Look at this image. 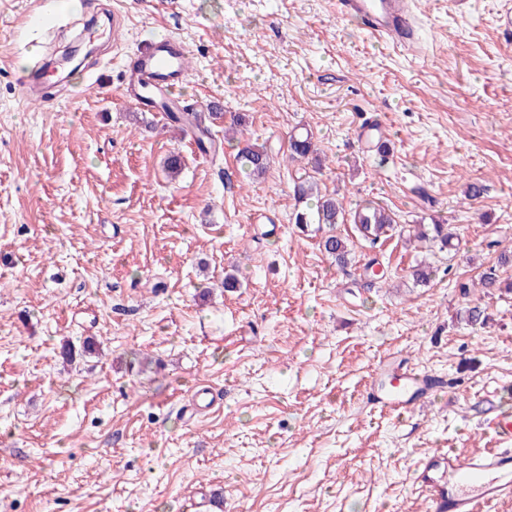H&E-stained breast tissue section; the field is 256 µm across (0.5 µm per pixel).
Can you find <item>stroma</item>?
I'll return each instance as SVG.
<instances>
[{"mask_svg":"<svg viewBox=\"0 0 512 512\" xmlns=\"http://www.w3.org/2000/svg\"><path fill=\"white\" fill-rule=\"evenodd\" d=\"M418 3L399 53L336 0H0V512H431L426 453L497 447L512 293L457 283L512 250V31L503 0ZM116 6L120 39L45 79L55 107L20 100L21 77ZM166 32L190 51L185 94L224 113L219 156L122 94L126 53ZM374 120L383 153L361 135ZM303 133L317 160L290 159ZM253 143L273 157L259 178L237 157ZM307 178L454 237L373 246L340 224L336 266L292 222ZM472 301L484 328L461 320ZM87 337L96 351L63 365ZM400 364L443 392L372 409L368 383Z\"/></svg>","mask_w":512,"mask_h":512,"instance_id":"1","label":"stroma"}]
</instances>
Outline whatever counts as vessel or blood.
Masks as SVG:
<instances>
[{
    "instance_id": "vessel-or-blood-1",
    "label": "vessel or blood",
    "mask_w": 512,
    "mask_h": 512,
    "mask_svg": "<svg viewBox=\"0 0 512 512\" xmlns=\"http://www.w3.org/2000/svg\"><path fill=\"white\" fill-rule=\"evenodd\" d=\"M342 18L358 19L364 33L393 49L408 51L417 41L415 0H337ZM187 47L164 36L144 50L127 55L123 94L139 109L156 108L149 91L173 98L186 81ZM436 387L431 375L415 369L402 376L389 393L378 397L380 410L404 414L414 398ZM489 428L501 445L480 456L462 457L453 450L434 449L421 461L415 481L431 512H491L512 501V416L499 415Z\"/></svg>"
}]
</instances>
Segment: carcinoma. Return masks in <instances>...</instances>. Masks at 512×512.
I'll return each mask as SVG.
<instances>
[{
    "instance_id": "1",
    "label": "carcinoma",
    "mask_w": 512,
    "mask_h": 512,
    "mask_svg": "<svg viewBox=\"0 0 512 512\" xmlns=\"http://www.w3.org/2000/svg\"><path fill=\"white\" fill-rule=\"evenodd\" d=\"M167 118L170 123L182 130L186 128L196 129L199 132L196 144L202 152L215 153L218 151L217 145L208 136V128L202 125L201 114L196 112H170ZM312 153H314V149L310 138L302 136L293 140L290 150L291 159L306 158ZM240 159L251 173L259 175L267 170L270 156L264 146L247 147L240 153ZM294 223L301 226L304 224H321L331 229L330 233L322 237L320 247L328 258L341 266L348 263L351 248L348 238L332 233V229L336 225H354V229L359 236L373 245L381 238L388 236L389 232L397 227L394 214L374 202L359 204L354 210L346 212L337 206L333 198L325 194L317 195L315 201L307 207L296 209ZM415 231V238L419 241L428 239L432 242L439 241L444 245L448 244V227L445 224L437 222L419 224L415 227ZM509 264H512V255L500 254L497 263L485 269L480 275L478 281L480 288L487 293L502 288L512 291V281L503 280L499 275V268ZM463 320L472 328L480 327L487 322L485 309L476 303L468 306L464 310Z\"/></svg>"
}]
</instances>
